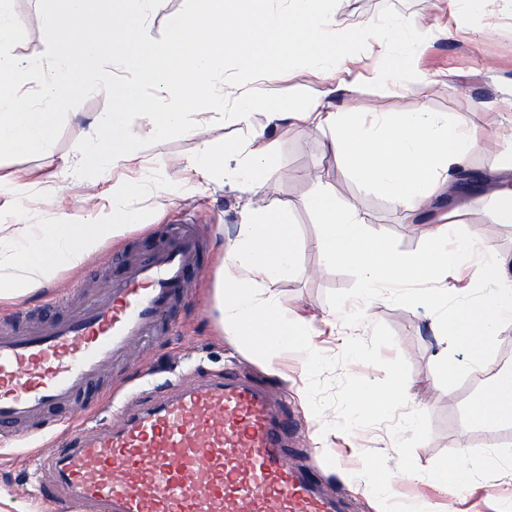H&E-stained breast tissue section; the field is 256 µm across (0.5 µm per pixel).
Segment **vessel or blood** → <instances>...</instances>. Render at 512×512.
Segmentation results:
<instances>
[{
	"label": "vessel or blood",
	"instance_id": "b4317fda",
	"mask_svg": "<svg viewBox=\"0 0 512 512\" xmlns=\"http://www.w3.org/2000/svg\"><path fill=\"white\" fill-rule=\"evenodd\" d=\"M202 252L194 225L169 224L136 257L102 258L113 273L106 296L39 326L13 315L0 328V432L25 436L93 397L105 370L171 325ZM173 390L134 412L114 407L118 426L75 430L37 456L44 495L64 488L61 512H340L294 461L293 424L262 387L227 376Z\"/></svg>",
	"mask_w": 512,
	"mask_h": 512
}]
</instances>
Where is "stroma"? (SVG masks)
Returning <instances> with one entry per match:
<instances>
[{
    "label": "stroma",
    "instance_id": "1",
    "mask_svg": "<svg viewBox=\"0 0 512 512\" xmlns=\"http://www.w3.org/2000/svg\"><path fill=\"white\" fill-rule=\"evenodd\" d=\"M11 7L16 30L6 51L26 56L44 72H51L61 39L39 33L44 0H12ZM385 16L418 25L414 34L417 53L401 87L394 93L385 89L389 46L363 42L354 45L353 51L374 79L361 92L338 101V108L360 113L402 112L423 104L433 112L463 113L482 144L469 159V172L479 177L504 165L512 153V0H490L484 14L467 18L458 16L449 0H338L336 4V27L341 31L361 30L368 22ZM322 81L317 70L297 63L284 70L271 87L279 99L285 100L315 90ZM251 87L237 60L228 59L223 113L201 116L199 131L142 140L139 159L132 165L90 173L101 194L96 202L99 213L124 207L123 199L113 198L112 187L130 178L141 187L139 207L151 217L149 226L132 229L115 240L112 253L134 256L158 236L161 225L189 222L195 224L206 242L205 272L196 281L192 300L177 309L173 329L155 337L144 352L134 353L106 373L98 403L76 404L65 412V419L79 422L90 417L110 423L114 420L113 405L124 403L129 394H137L139 403L150 404L164 395L170 380L180 377L190 381L199 376L220 379L230 368L238 375L270 382L277 404L301 418L303 428L298 440L305 453L300 464L315 471L324 485L347 504L360 505L363 512H405L411 501L424 499L434 503L438 512H500L512 502V472L475 481L461 501L442 495L434 479L428 477L399 485L392 500L375 502L358 476L360 454L365 450L382 452L389 468H396L398 454L388 425L351 434L323 431L324 422L334 421L336 415L329 411L319 419L312 414L306 398V354L302 348L290 349L274 374L223 333L215 290L221 285L224 251L236 239L242 222L238 205L242 189L209 182L190 172V164L203 148L221 150L242 143L252 133H264L275 162L265 172L269 193L258 197L257 202L264 205L271 201L287 208L299 246L295 274L266 284L264 291L288 301L300 314H318L345 303L361 287L354 267H322L317 218L305 205L307 197L319 187L335 193L364 221L370 235L384 239L394 250L412 255L424 247L419 227L409 223L400 205L383 192L359 185L347 174L342 158L328 149L329 132L300 133L285 123L269 124L267 109L261 104L249 123L231 119L229 113L237 95ZM472 102L489 104L490 109L469 110ZM99 107L96 96L73 88L66 100L49 106L57 114V126L48 153L0 156V223L84 222L87 211L80 201L83 187L58 178L57 173L63 160L73 158L94 139L90 122ZM17 197L23 200L19 210L13 205ZM111 278V271L88 262L80 270L61 272L56 284L18 303L0 304V317L19 308L32 312L34 323L44 322V309L51 303L62 301L68 307H78L86 301L81 286L104 291ZM484 287L481 267L467 261L462 265L460 280L449 281L448 294L438 306L413 309L383 288L368 299L366 320L337 318L335 328L320 327L314 339L323 354L336 357L342 349L335 332L366 339L376 322L392 330L395 344L383 349L382 355L407 359L416 401L431 418L430 439L414 451L420 469H429L448 450L512 445V420L485 424L469 418L470 406L485 386V377L476 371L471 351L464 343L450 342L448 362L455 371L450 378H441L436 362L439 347L428 329L431 318L478 298ZM51 445L47 434L34 435L22 444L0 437V493L18 504V512H53L40 495L38 474L30 461L37 449Z\"/></svg>",
    "mask_w": 512,
    "mask_h": 512
}]
</instances>
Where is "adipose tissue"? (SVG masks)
<instances>
[{"instance_id": "1", "label": "adipose tissue", "mask_w": 512, "mask_h": 512, "mask_svg": "<svg viewBox=\"0 0 512 512\" xmlns=\"http://www.w3.org/2000/svg\"><path fill=\"white\" fill-rule=\"evenodd\" d=\"M261 0H198V8L174 18L164 39H153L147 24L157 0H48L42 14L44 33L67 36L90 30V40L77 51L61 48L52 79L29 61L0 53V155L43 154L55 135V115L34 109L24 92L54 102L67 98L73 86L100 95L102 109L93 125L111 133L106 144H94L59 174L69 178L82 168L119 165L137 160L143 136H173L192 129L193 118L224 108L217 81L224 78L226 56H234L257 80L268 82L280 69L303 59L324 75L320 89L288 101L267 99L271 121L301 130L329 129L330 147L348 174L360 184L395 200L411 219L421 221L426 245L413 256L396 252L382 239L368 235L355 212L329 189L313 193L308 207L319 218L318 247L324 267H356L363 295L384 285L418 278L442 282L463 259L478 262L489 283L476 302L459 305L444 318H432L434 335L467 338L473 352L505 323L512 322V256L483 249L478 239L449 233L452 217L462 209L441 210L434 197L456 191L458 174L481 143L464 119L448 117L417 105L405 112L337 111L335 102L355 93L362 81L355 75L349 43L361 32H335V0H287L286 9H260ZM413 23H373L371 32L391 47L389 68H404L413 46ZM118 52L135 75L126 81L103 69L102 60ZM155 90L147 96L141 91ZM180 105L163 109L165 95ZM139 113L143 126L130 127L128 110ZM273 155L262 135L238 148L204 150L194 166L219 182L241 177L253 190L265 186L264 173ZM126 200L113 209L111 222L88 218L82 224H0V304L25 298L57 279L61 271L81 269L114 239L142 226L145 214L135 202L139 186L120 185ZM297 265L296 237L285 210L271 205L244 207L236 239L224 252V278L216 307L225 333L238 338L252 358L269 370L291 347H302L309 368L321 358L311 336V318L295 314L276 295L261 296L259 281L288 276ZM472 421L512 419V368L497 369L471 410Z\"/></svg>"}]
</instances>
